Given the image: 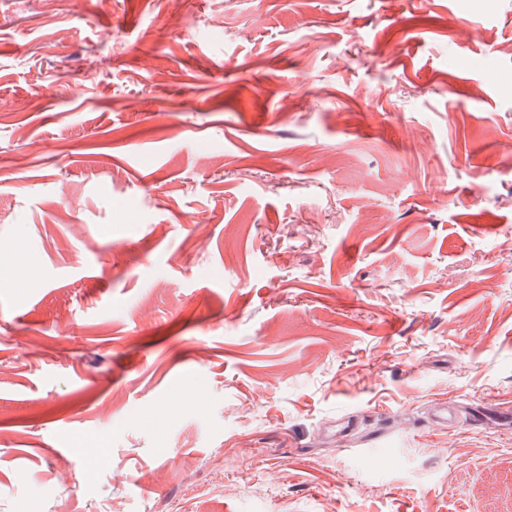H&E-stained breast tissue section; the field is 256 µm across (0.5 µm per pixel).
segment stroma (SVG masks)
<instances>
[{
  "mask_svg": "<svg viewBox=\"0 0 512 512\" xmlns=\"http://www.w3.org/2000/svg\"><path fill=\"white\" fill-rule=\"evenodd\" d=\"M1 96L0 512H512V0H0Z\"/></svg>",
  "mask_w": 512,
  "mask_h": 512,
  "instance_id": "35a3bbf8",
  "label": "stroma"
}]
</instances>
